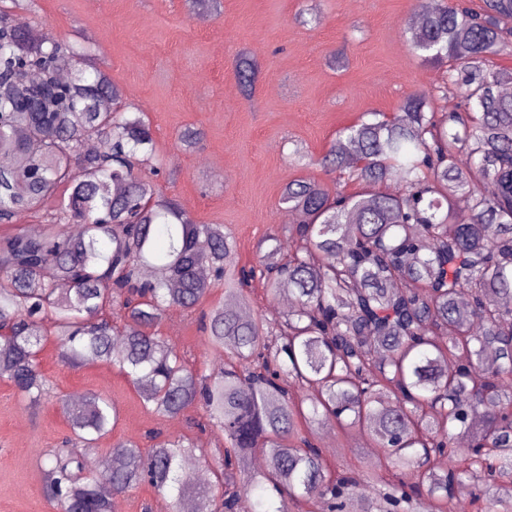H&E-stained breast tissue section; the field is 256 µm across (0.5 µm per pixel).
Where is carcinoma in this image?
Here are the masks:
<instances>
[{
    "label": "carcinoma",
    "mask_w": 512,
    "mask_h": 512,
    "mask_svg": "<svg viewBox=\"0 0 512 512\" xmlns=\"http://www.w3.org/2000/svg\"><path fill=\"white\" fill-rule=\"evenodd\" d=\"M19 2L0 0V224L58 205L42 233L0 236V378L32 405L52 397L39 365L51 314L62 362L116 365L150 412L199 408L224 434L207 488L184 466L195 449L155 431L146 451L114 444L101 468L98 443L119 409L91 393L63 407L72 436L40 454L56 512H112L101 485L117 497L144 482L172 512L191 495L195 512H254L258 491L280 498L275 512L313 501L320 512L349 502L356 512H456L466 493L471 512H512L498 494L512 483V96L502 92L512 69L492 66L512 52V0L479 11L441 0L408 27L421 60L448 64L445 82L405 96L396 116L369 112L339 132L355 154L333 146L319 164L363 190L288 182L280 203L292 225L264 239L257 268L238 264L224 225L195 222L143 176L161 166L152 130L120 107L94 42L32 41L12 24ZM258 71L239 60L246 90ZM450 87L461 101L439 114L434 100ZM394 173L398 193L386 189ZM258 274L272 293L294 294L283 318L240 313ZM220 287L235 306L220 301L204 319L208 350L224 362L194 368L143 331ZM328 425L357 427L383 449L395 470L379 479L389 510L326 463L309 434ZM257 451L265 465L238 480ZM475 470L489 484L469 493Z\"/></svg>",
    "instance_id": "1"
}]
</instances>
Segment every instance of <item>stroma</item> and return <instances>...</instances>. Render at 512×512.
I'll list each match as a JSON object with an SVG mask.
<instances>
[{"label": "stroma", "instance_id": "35a3bbf8", "mask_svg": "<svg viewBox=\"0 0 512 512\" xmlns=\"http://www.w3.org/2000/svg\"><path fill=\"white\" fill-rule=\"evenodd\" d=\"M421 7V0H222L215 14L190 0H30L25 14L28 29L48 28L56 43L97 39L123 103L150 122L165 162L163 193L197 223L223 225L240 264L251 266L260 260L259 242L289 221L279 203L289 181L312 177L359 191V183L336 182L317 164L340 130L368 112L395 116L406 95L443 82L445 67L422 62L406 42ZM244 54L261 70L248 95L236 72ZM187 128L203 134L191 151L177 140ZM149 331L189 362L214 361L198 312L167 308ZM39 363L57 400L30 405L0 378V512H54L39 454L70 433L62 398L91 391L112 398L120 420L100 443L105 453L120 440L151 447L152 430L206 449L224 444L217 429L149 412L116 366L68 367L50 340ZM313 441L328 463L349 465L365 497H377L370 477L387 474L389 463L368 436L325 427Z\"/></svg>", "mask_w": 512, "mask_h": 512}]
</instances>
